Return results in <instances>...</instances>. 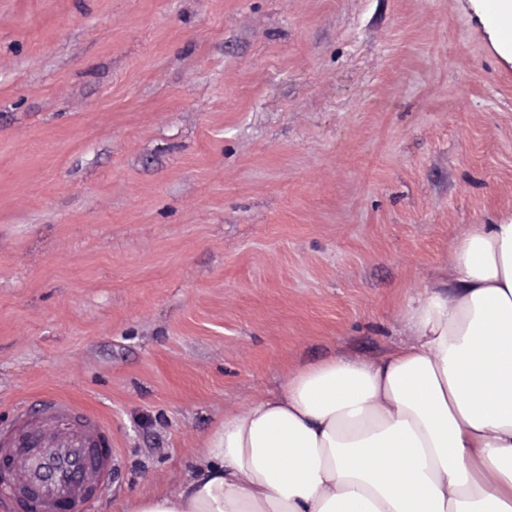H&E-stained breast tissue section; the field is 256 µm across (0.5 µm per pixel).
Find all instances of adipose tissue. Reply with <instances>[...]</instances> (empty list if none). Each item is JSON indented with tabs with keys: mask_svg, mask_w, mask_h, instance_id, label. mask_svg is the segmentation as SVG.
<instances>
[{
	"mask_svg": "<svg viewBox=\"0 0 512 512\" xmlns=\"http://www.w3.org/2000/svg\"><path fill=\"white\" fill-rule=\"evenodd\" d=\"M481 12L512 55V0ZM402 319L390 353L225 412L187 480L125 512H512V214L469 225Z\"/></svg>",
	"mask_w": 512,
	"mask_h": 512,
	"instance_id": "adipose-tissue-1",
	"label": "adipose tissue"
}]
</instances>
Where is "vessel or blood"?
<instances>
[{
	"label": "vessel or blood",
	"mask_w": 512,
	"mask_h": 512,
	"mask_svg": "<svg viewBox=\"0 0 512 512\" xmlns=\"http://www.w3.org/2000/svg\"><path fill=\"white\" fill-rule=\"evenodd\" d=\"M39 419L18 413L13 435L0 442L20 486L36 488L41 512H58L107 483L114 465L107 425L56 397L40 402Z\"/></svg>",
	"instance_id": "vessel-or-blood-1"
}]
</instances>
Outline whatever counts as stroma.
Wrapping results in <instances>:
<instances>
[{
	"label": "stroma",
	"instance_id": "1",
	"mask_svg": "<svg viewBox=\"0 0 512 512\" xmlns=\"http://www.w3.org/2000/svg\"><path fill=\"white\" fill-rule=\"evenodd\" d=\"M509 212L476 0H0V427L103 419L89 512L176 489L225 410L399 344Z\"/></svg>",
	"mask_w": 512,
	"mask_h": 512
}]
</instances>
